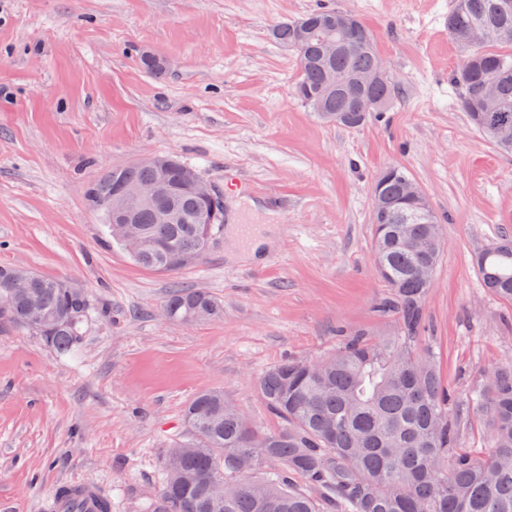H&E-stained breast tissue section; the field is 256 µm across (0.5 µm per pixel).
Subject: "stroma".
<instances>
[{"label":"stroma","mask_w":512,"mask_h":512,"mask_svg":"<svg viewBox=\"0 0 512 512\" xmlns=\"http://www.w3.org/2000/svg\"><path fill=\"white\" fill-rule=\"evenodd\" d=\"M455 0H0V268L88 289L100 312L61 357L0 324V512H47L53 488L92 480L112 512H148L182 411L217 388L275 430L257 378L316 360L363 331L391 334L372 248L375 178L404 167L428 195L444 248L424 301L461 447L488 446L471 394L512 366V305L472 264L512 240V157L472 129L448 81L463 52ZM327 7L371 30L394 87L388 112L348 128L297 98L298 57L269 31ZM149 52L164 69L151 73ZM176 155L224 195V236L174 274L136 265L85 191L105 170ZM266 239L243 254L240 225ZM203 289L222 318L192 325L161 308Z\"/></svg>","instance_id":"1"}]
</instances>
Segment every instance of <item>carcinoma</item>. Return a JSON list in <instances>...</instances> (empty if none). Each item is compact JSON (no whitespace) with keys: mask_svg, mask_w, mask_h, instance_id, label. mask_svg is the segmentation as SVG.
Listing matches in <instances>:
<instances>
[{"mask_svg":"<svg viewBox=\"0 0 512 512\" xmlns=\"http://www.w3.org/2000/svg\"><path fill=\"white\" fill-rule=\"evenodd\" d=\"M338 11L319 9L275 24L272 38L294 48L295 27L308 28L295 48L300 61L298 98L319 117L359 127L384 111L392 98L382 78L360 87L358 77L372 70L379 53L372 35L354 38L336 31ZM482 31L473 48L467 34ZM448 35L464 59L450 81L462 88L460 101L471 124L488 142L512 154V0H455L448 13ZM336 42V55L325 52ZM340 75L336 86L332 76ZM498 86L496 108L484 111L480 89ZM159 179L152 167L123 166L104 171L87 190L90 206L105 220L112 243L128 249L143 268L174 273L198 262L224 234V195L209 198L179 190L151 204L130 203L119 213L110 204L121 184ZM411 176L403 167L383 181L380 192L400 199ZM170 211L166 222L158 219ZM432 226L389 213L375 225L374 256L389 288L379 311L396 318V331L384 339L359 332L337 352L302 362L283 360L257 382L265 405L281 420L266 431L224 399L203 390L185 406L187 439L166 449L161 486L149 512H512V368L489 372L472 392V403L490 428L489 450L476 454L459 447L461 418L449 412L435 356L419 350L428 287L419 276L437 266L440 249ZM484 286L512 304V241L475 254ZM0 323L38 338L60 356L80 344L82 325L94 310L88 291L63 278L24 268H0ZM41 311V323L30 320ZM162 310L170 319L198 323L220 319L224 306L201 289H176ZM193 444L199 451L179 456ZM195 477L191 485L169 487L175 471ZM214 476L224 478V501L217 507L207 493ZM299 477L303 484L296 485Z\"/></svg>","mask_w":512,"mask_h":512,"instance_id":"cac0c4a2","label":"carcinoma"}]
</instances>
